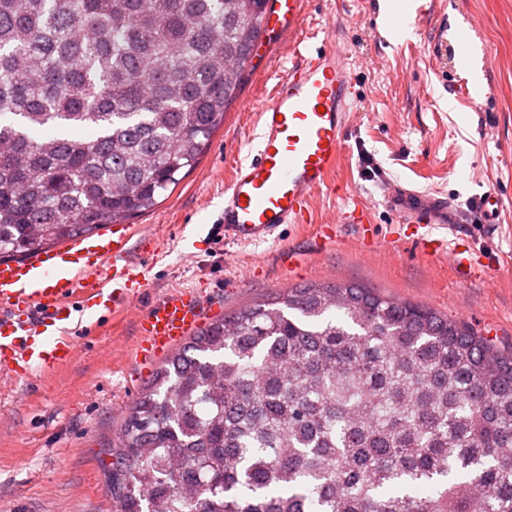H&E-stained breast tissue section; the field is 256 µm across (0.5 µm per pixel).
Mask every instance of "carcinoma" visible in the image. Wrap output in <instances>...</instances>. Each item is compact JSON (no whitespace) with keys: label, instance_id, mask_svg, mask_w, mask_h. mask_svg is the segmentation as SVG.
Returning a JSON list of instances; mask_svg holds the SVG:
<instances>
[{"label":"carcinoma","instance_id":"carcinoma-1","mask_svg":"<svg viewBox=\"0 0 512 512\" xmlns=\"http://www.w3.org/2000/svg\"><path fill=\"white\" fill-rule=\"evenodd\" d=\"M269 0H0V259L122 224L224 123ZM91 128L89 137L80 132ZM512 353L355 283L168 355L101 462L112 512H512Z\"/></svg>","mask_w":512,"mask_h":512}]
</instances>
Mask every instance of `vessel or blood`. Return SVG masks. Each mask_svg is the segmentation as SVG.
I'll use <instances>...</instances> for the list:
<instances>
[{"instance_id":"obj_1","label":"vessel or blood","mask_w":512,"mask_h":512,"mask_svg":"<svg viewBox=\"0 0 512 512\" xmlns=\"http://www.w3.org/2000/svg\"><path fill=\"white\" fill-rule=\"evenodd\" d=\"M302 0H271L268 25L296 31ZM352 71L335 41L300 55L278 78L258 113L259 150L238 162L224 192V237L259 246L277 237L284 224L311 221L312 196L326 186L345 142L352 100ZM384 206L393 223L454 232L463 218L453 200L402 184L387 186ZM501 196L487 191L472 206L480 223H493ZM135 229L112 224L18 260L0 261V371L23 379L57 370L73 358L77 341L67 331L70 303L86 309L111 304L134 315L135 357L150 371L219 310L216 297L174 288L143 311L135 292L147 283L131 257ZM456 272L484 273L485 265L459 243L448 254Z\"/></svg>"}]
</instances>
